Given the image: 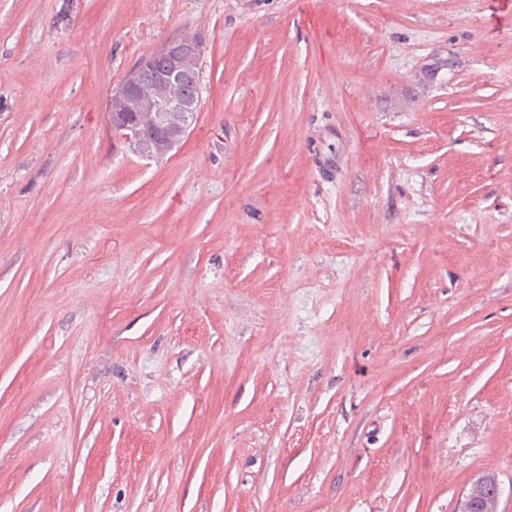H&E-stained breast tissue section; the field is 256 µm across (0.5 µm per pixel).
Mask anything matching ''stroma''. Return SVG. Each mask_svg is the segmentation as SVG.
Listing matches in <instances>:
<instances>
[{"label": "stroma", "mask_w": 512, "mask_h": 512, "mask_svg": "<svg viewBox=\"0 0 512 512\" xmlns=\"http://www.w3.org/2000/svg\"><path fill=\"white\" fill-rule=\"evenodd\" d=\"M199 38L134 156L107 100ZM512 512V0H0V512ZM202 43L183 37L165 41L142 58L125 82L112 92L109 101L113 128L126 131L123 139L133 154L146 159L167 155L188 135L201 104L198 62ZM154 112L153 117L136 113L131 117L142 132L130 127L127 113ZM124 119V120H123ZM483 489V496L479 497L468 493L464 499V507L461 512H484L485 500L490 499L496 504L499 503L502 489L501 483L494 472H488L486 476L479 481Z\"/></svg>", "instance_id": "stroma-1"}]
</instances>
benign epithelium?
Instances as JSON below:
<instances>
[{
  "instance_id": "obj_1",
  "label": "benign epithelium",
  "mask_w": 512,
  "mask_h": 512,
  "mask_svg": "<svg viewBox=\"0 0 512 512\" xmlns=\"http://www.w3.org/2000/svg\"><path fill=\"white\" fill-rule=\"evenodd\" d=\"M202 43L183 37L165 41L142 58L109 101L112 127L125 130L123 139L133 154L146 159L167 155L188 135L201 104L198 62ZM156 114L154 133L146 137L130 127L125 115ZM482 496L467 494L461 512H485V500L500 501L502 489L497 475L487 473L479 481Z\"/></svg>"
}]
</instances>
